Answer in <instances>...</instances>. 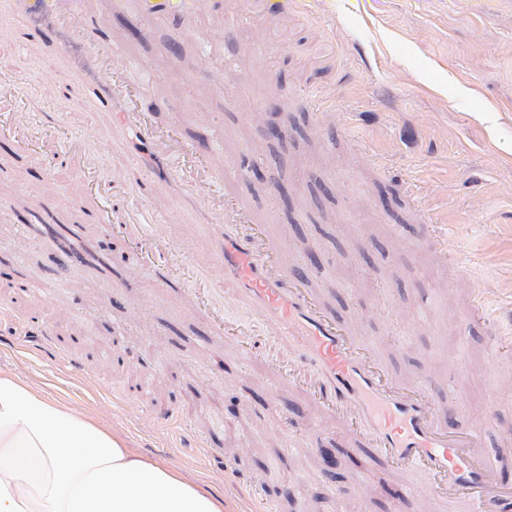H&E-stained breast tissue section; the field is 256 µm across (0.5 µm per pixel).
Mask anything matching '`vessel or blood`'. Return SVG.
Wrapping results in <instances>:
<instances>
[{"mask_svg": "<svg viewBox=\"0 0 512 512\" xmlns=\"http://www.w3.org/2000/svg\"><path fill=\"white\" fill-rule=\"evenodd\" d=\"M203 0H137L140 16L150 18L177 9L195 17ZM78 36L71 49L69 36ZM41 45L59 59L78 58L85 76L52 79L49 95L64 96L112 124L109 151L126 156L132 181L105 174L104 156L90 152L84 139L49 141L59 124L55 112L22 111L8 85L0 86V139L51 151L57 164L80 179V198L93 223L118 225L128 251L152 270L159 287L180 290L185 301L205 312L214 334L249 357L255 346L247 325L209 310L201 289L180 288L172 268L188 260L196 280L219 277L232 298L251 311L270 341L260 352L278 377L306 394L323 416L340 425L347 447L373 464L412 475L405 491L418 498L423 512H512V486L500 479L502 464L482 449L492 424L490 408L463 428L452 423L435 399L440 381L458 388L456 371L438 367L405 376L382 346L372 344L361 321H342L313 288L317 270L298 271L286 237L263 222L236 196L212 195L219 171L211 157L193 151L180 124L159 121L151 108L156 81L93 22L89 0H49L40 28ZM172 177L176 193L203 205L208 235L191 228L160 225L168 198L157 185ZM69 199L49 195L34 206L36 218H57ZM468 317L486 322L496 349L512 340V304L496 307L475 289Z\"/></svg>", "mask_w": 512, "mask_h": 512, "instance_id": "1", "label": "vessel or blood"}]
</instances>
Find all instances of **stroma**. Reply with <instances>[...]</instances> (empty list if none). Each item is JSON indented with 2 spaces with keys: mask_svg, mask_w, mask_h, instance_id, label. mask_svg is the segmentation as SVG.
<instances>
[{
  "mask_svg": "<svg viewBox=\"0 0 512 512\" xmlns=\"http://www.w3.org/2000/svg\"><path fill=\"white\" fill-rule=\"evenodd\" d=\"M108 35L158 76L161 118L178 114L197 150L211 148L194 123L207 115L224 131L215 162L231 169L249 148L255 173L216 183L261 216L274 217L301 261L324 271L317 285L342 320H360L382 341L395 369L417 375L453 357L463 376L458 395L437 397L469 425L463 408L491 403L487 453L504 457L512 482V385L501 383L483 322L466 318L462 299L475 271L482 285L512 295V0H295L288 14L265 0H222L197 20L216 51L201 59L193 42L173 43L186 17L139 19L95 0ZM15 80L27 112H59L65 134L97 142L102 132L77 105L45 96L47 59L5 50L0 68ZM267 113L257 125L247 110ZM70 193L53 162L0 142V200H39L47 187ZM448 225L456 257L448 264L427 242L426 219ZM31 241L12 249L18 233ZM60 225L21 223L0 207V299L18 278L33 285L25 311L37 313L66 357L38 350L25 311L0 314V373L111 428L134 453L177 468L191 482L223 493L226 512H255L247 488L232 484L209 453L257 475L271 512H420L403 499L400 476L344 449L333 466L309 448L313 408L280 387L281 413H261L248 389L267 376L263 359H246L207 330L176 292L155 288L149 269L125 254L122 237L87 226L93 259L83 263L59 245ZM83 286L73 295L71 282ZM430 308L429 323L408 332L401 315ZM121 324L131 357L144 369L108 364L102 354ZM153 378L157 403L189 393L190 425L151 419L123 395L139 373ZM239 418V432H215ZM292 452H285V445ZM365 476L370 496L358 495Z\"/></svg>",
  "mask_w": 512,
  "mask_h": 512,
  "instance_id": "stroma-1",
  "label": "stroma"
}]
</instances>
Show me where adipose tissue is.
<instances>
[{"instance_id":"1","label":"adipose tissue","mask_w":512,"mask_h":512,"mask_svg":"<svg viewBox=\"0 0 512 512\" xmlns=\"http://www.w3.org/2000/svg\"><path fill=\"white\" fill-rule=\"evenodd\" d=\"M0 512H224V497L0 374Z\"/></svg>"}]
</instances>
